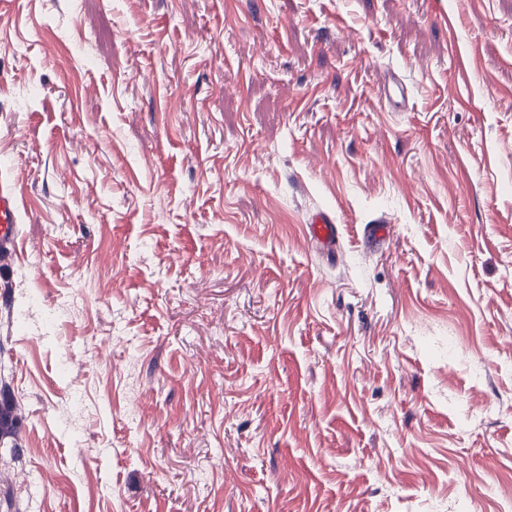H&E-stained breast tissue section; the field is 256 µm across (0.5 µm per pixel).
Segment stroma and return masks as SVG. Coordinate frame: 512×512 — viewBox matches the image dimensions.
Instances as JSON below:
<instances>
[{
  "instance_id": "35a3bbf8",
  "label": "stroma",
  "mask_w": 512,
  "mask_h": 512,
  "mask_svg": "<svg viewBox=\"0 0 512 512\" xmlns=\"http://www.w3.org/2000/svg\"><path fill=\"white\" fill-rule=\"evenodd\" d=\"M0 184V512L512 505V0H0ZM21 207L13 190L0 187V259L8 258L15 250L18 218ZM308 234L322 249L332 255L335 254L338 231L337 225L334 224L329 215L319 214L315 216L308 225Z\"/></svg>"
}]
</instances>
